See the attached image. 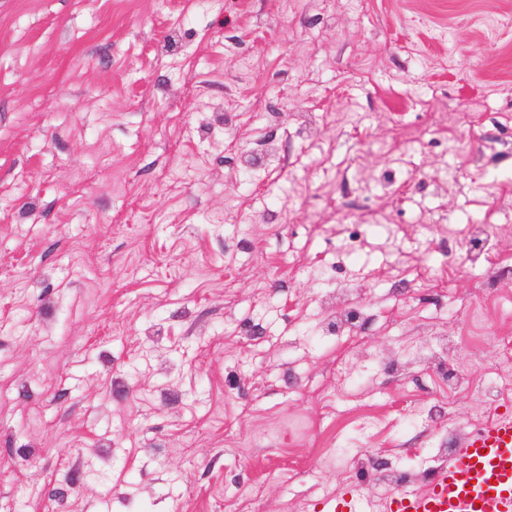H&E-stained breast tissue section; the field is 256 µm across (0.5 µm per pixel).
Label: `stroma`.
<instances>
[{
  "instance_id": "obj_1",
  "label": "stroma",
  "mask_w": 512,
  "mask_h": 512,
  "mask_svg": "<svg viewBox=\"0 0 512 512\" xmlns=\"http://www.w3.org/2000/svg\"><path fill=\"white\" fill-rule=\"evenodd\" d=\"M511 346L512 0H0V512H387Z\"/></svg>"
}]
</instances>
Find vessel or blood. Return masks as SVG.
<instances>
[{"label":"vessel or blood","mask_w":512,"mask_h":512,"mask_svg":"<svg viewBox=\"0 0 512 512\" xmlns=\"http://www.w3.org/2000/svg\"><path fill=\"white\" fill-rule=\"evenodd\" d=\"M390 512H512V418L469 435L423 495L392 497Z\"/></svg>","instance_id":"vessel-or-blood-1"}]
</instances>
